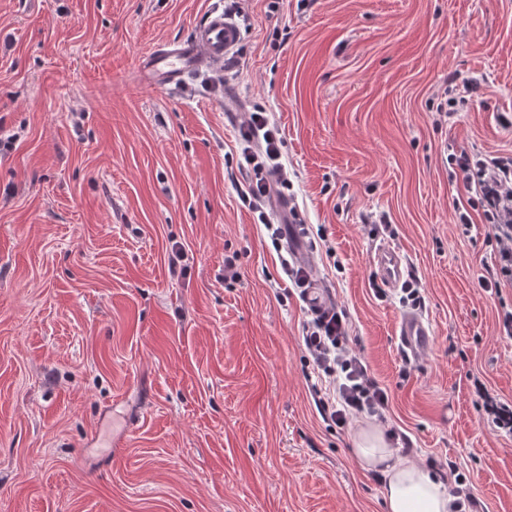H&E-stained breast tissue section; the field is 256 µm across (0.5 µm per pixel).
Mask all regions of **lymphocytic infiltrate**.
<instances>
[{"label": "lymphocytic infiltrate", "instance_id": "f902f5d3", "mask_svg": "<svg viewBox=\"0 0 512 512\" xmlns=\"http://www.w3.org/2000/svg\"><path fill=\"white\" fill-rule=\"evenodd\" d=\"M245 142L242 155L246 179L240 198L266 221L263 203L272 193H284L290 184L280 157L278 128L261 112L245 113L241 123ZM260 140L259 150L250 147ZM458 183L453 202L454 221L471 227L472 210H479L495 248L490 255L492 268L482 277L481 286L489 292L512 287V155H492L480 150L450 154ZM305 324L302 343L313 369L325 387L317 391L316 405L325 420L338 426L368 417L384 421L388 395L372 376L363 359L348 346L349 324L336 305H314Z\"/></svg>", "mask_w": 512, "mask_h": 512}]
</instances>
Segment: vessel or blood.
Segmentation results:
<instances>
[{
  "label": "vessel or blood",
  "instance_id": "obj_1",
  "mask_svg": "<svg viewBox=\"0 0 512 512\" xmlns=\"http://www.w3.org/2000/svg\"><path fill=\"white\" fill-rule=\"evenodd\" d=\"M240 39L239 24L223 9H213L190 37L158 46L141 55L137 66L139 81L156 90L181 88L191 75L223 67ZM373 265L380 283L389 289L398 288L407 272L401 255L387 246L376 250ZM398 336L406 353L418 357L428 349L432 330L422 316L405 313L399 318Z\"/></svg>",
  "mask_w": 512,
  "mask_h": 512
}]
</instances>
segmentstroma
Instances as JSON below:
<instances>
[{"mask_svg": "<svg viewBox=\"0 0 512 512\" xmlns=\"http://www.w3.org/2000/svg\"><path fill=\"white\" fill-rule=\"evenodd\" d=\"M268 3L0 0V512H385L355 460L370 421L319 415L306 310L239 196L246 112L280 131L310 283L388 390L380 431L512 512V435L483 407L512 405V288L480 287L493 243L453 224L448 169L512 150V0ZM217 6L242 30L223 72L144 88L141 54ZM382 245L422 283L434 336L411 362ZM480 84L478 78H471L462 84V91L459 90L457 93L458 97H449L448 98V87L446 86L443 93L440 95L439 103L436 106V112H438L439 116H443L447 118L452 117L456 114V106L460 101L466 100V96L470 95L474 89ZM461 93L466 95H461ZM373 265L380 283L389 289L398 288L407 273L401 255L388 246L376 250Z\"/></svg>", "mask_w": 512, "mask_h": 512, "instance_id": "1", "label": "stroma"}]
</instances>
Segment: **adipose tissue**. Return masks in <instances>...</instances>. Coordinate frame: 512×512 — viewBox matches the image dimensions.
Segmentation results:
<instances>
[{"label":"adipose tissue","instance_id":"1","mask_svg":"<svg viewBox=\"0 0 512 512\" xmlns=\"http://www.w3.org/2000/svg\"><path fill=\"white\" fill-rule=\"evenodd\" d=\"M356 461L382 474L386 512H452L453 500L440 481L417 463L395 458L378 429L361 432Z\"/></svg>","mask_w":512,"mask_h":512}]
</instances>
